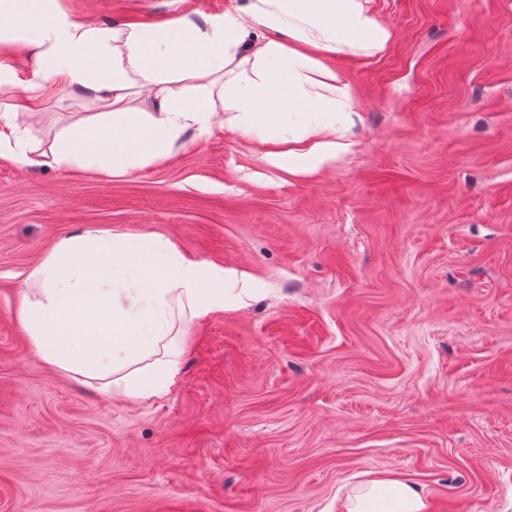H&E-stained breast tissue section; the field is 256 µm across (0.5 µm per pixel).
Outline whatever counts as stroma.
Returning a JSON list of instances; mask_svg holds the SVG:
<instances>
[{
    "label": "stroma",
    "mask_w": 512,
    "mask_h": 512,
    "mask_svg": "<svg viewBox=\"0 0 512 512\" xmlns=\"http://www.w3.org/2000/svg\"><path fill=\"white\" fill-rule=\"evenodd\" d=\"M236 0H61L74 19L200 21ZM391 40L324 62L352 153L313 176L215 126L127 176L0 155V512H335L386 475L430 512H512V0H375ZM92 102L13 122L48 149ZM92 228L156 234L252 295L192 321L149 401L42 361L30 266Z\"/></svg>",
    "instance_id": "1"
}]
</instances>
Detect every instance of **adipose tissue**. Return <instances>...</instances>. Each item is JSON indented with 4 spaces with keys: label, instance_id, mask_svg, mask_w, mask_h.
<instances>
[{
    "label": "adipose tissue",
    "instance_id": "adipose-tissue-1",
    "mask_svg": "<svg viewBox=\"0 0 512 512\" xmlns=\"http://www.w3.org/2000/svg\"><path fill=\"white\" fill-rule=\"evenodd\" d=\"M390 38L372 0H247L200 24L160 25L79 21L59 0H0V86L9 112H42L63 91L96 106L57 136L58 166L128 175L228 111L242 137L273 145L271 165L312 175L353 148V89L322 55L377 52ZM230 279L170 239L87 229L28 269L19 323L47 364L107 396L147 400L174 385L180 339L190 321L223 309ZM339 509L429 512V503L424 487L380 475Z\"/></svg>",
    "mask_w": 512,
    "mask_h": 512
}]
</instances>
